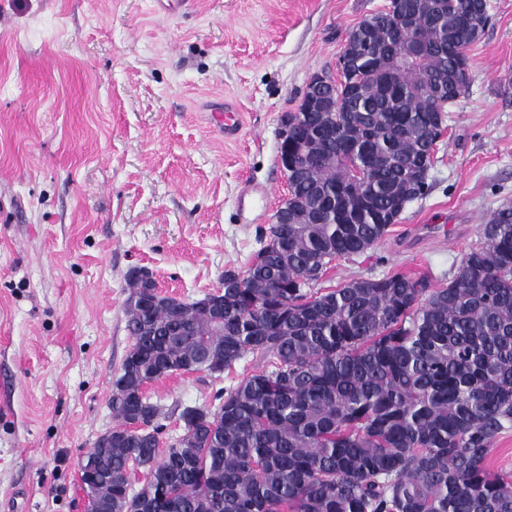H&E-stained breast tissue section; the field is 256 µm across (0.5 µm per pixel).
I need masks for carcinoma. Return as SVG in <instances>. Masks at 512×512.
<instances>
[{"instance_id": "obj_1", "label": "carcinoma", "mask_w": 512, "mask_h": 512, "mask_svg": "<svg viewBox=\"0 0 512 512\" xmlns=\"http://www.w3.org/2000/svg\"><path fill=\"white\" fill-rule=\"evenodd\" d=\"M484 20L455 0L421 28L422 64L363 82L338 112L288 113L312 175L288 207L310 224H271L248 266L224 270V322L204 298L160 297L129 278L132 343L112 380V444L80 466L87 512H512V480L488 470L512 429V203L481 225L448 286L404 273L312 288L338 258L364 254L390 228L393 203L425 194L439 113L419 97L448 81V103ZM380 10L356 29L391 39ZM365 169L348 188V164ZM268 365L184 406V434L160 451L161 409L143 387L181 373L220 377L248 356ZM146 474L135 490L132 469Z\"/></svg>"}]
</instances>
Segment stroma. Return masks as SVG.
<instances>
[{
    "label": "stroma",
    "mask_w": 512,
    "mask_h": 512,
    "mask_svg": "<svg viewBox=\"0 0 512 512\" xmlns=\"http://www.w3.org/2000/svg\"><path fill=\"white\" fill-rule=\"evenodd\" d=\"M387 0H0V512H85L79 468L112 429V377L132 340L127 274L185 301L245 268L288 187L280 118L334 71L346 35ZM468 50L427 192L337 288L394 272L447 285L479 228L512 202V0ZM234 107L228 137L211 112ZM269 186L258 220L239 200ZM152 382L164 440L175 405H208L261 368Z\"/></svg>",
    "instance_id": "stroma-1"
}]
</instances>
